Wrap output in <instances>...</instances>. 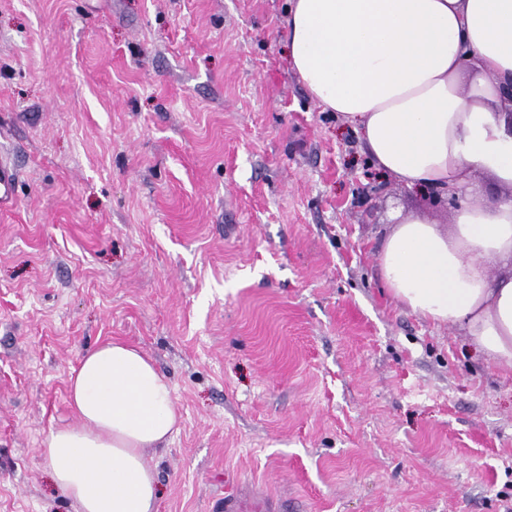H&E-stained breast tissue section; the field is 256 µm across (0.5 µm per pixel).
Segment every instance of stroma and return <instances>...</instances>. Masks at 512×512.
<instances>
[{
    "instance_id": "obj_1",
    "label": "stroma",
    "mask_w": 512,
    "mask_h": 512,
    "mask_svg": "<svg viewBox=\"0 0 512 512\" xmlns=\"http://www.w3.org/2000/svg\"><path fill=\"white\" fill-rule=\"evenodd\" d=\"M290 0H0V512H76L43 454L73 368L140 348L181 416L157 512H512V372L400 305L375 169L288 57ZM17 169L8 155H0V215L10 211L16 201Z\"/></svg>"
}]
</instances>
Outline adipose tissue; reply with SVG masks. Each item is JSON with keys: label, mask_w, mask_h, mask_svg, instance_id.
I'll use <instances>...</instances> for the list:
<instances>
[{"label": "adipose tissue", "mask_w": 512, "mask_h": 512, "mask_svg": "<svg viewBox=\"0 0 512 512\" xmlns=\"http://www.w3.org/2000/svg\"><path fill=\"white\" fill-rule=\"evenodd\" d=\"M292 66L311 96L361 136L373 166L399 183L463 191L449 229L395 225L380 264L415 314L460 326L493 366L512 371V0H293ZM499 264L498 277L489 274ZM74 423L44 455L77 512H157L143 451L179 429L169 381L143 351L107 340L69 379Z\"/></svg>", "instance_id": "1"}]
</instances>
